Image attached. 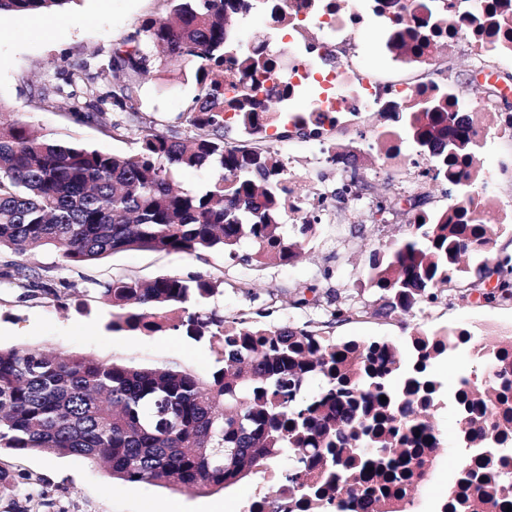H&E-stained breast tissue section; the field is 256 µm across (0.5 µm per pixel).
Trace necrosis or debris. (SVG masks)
<instances>
[{"label":"necrosis or debris","instance_id":"1","mask_svg":"<svg viewBox=\"0 0 512 512\" xmlns=\"http://www.w3.org/2000/svg\"><path fill=\"white\" fill-rule=\"evenodd\" d=\"M288 36L268 31V50L278 65L269 88L287 85L283 109L289 124L305 126L308 140L323 164H335L339 154L331 131L355 130L352 152L376 161L377 175L391 179L395 171H428L430 161L397 137L391 113L420 111L424 102L439 99L449 111L470 116L471 132L479 147L503 137L512 138V119L502 115L489 99H465L448 80H436L440 56L464 45L478 73L491 74L512 66V0H286ZM382 35L386 69L377 75L364 72L359 62L344 59L364 26ZM415 32L418 54L399 49V36ZM314 86L319 93L301 104V90ZM366 112L382 114L379 128L364 130ZM466 187L449 210L468 207L491 222L512 223V200L490 203L479 166L467 169Z\"/></svg>","mask_w":512,"mask_h":512}]
</instances>
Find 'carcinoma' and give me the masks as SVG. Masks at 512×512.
<instances>
[{"mask_svg": "<svg viewBox=\"0 0 512 512\" xmlns=\"http://www.w3.org/2000/svg\"><path fill=\"white\" fill-rule=\"evenodd\" d=\"M70 0H0V19L53 11ZM170 18L146 19L113 50L112 106L135 122L131 155L33 132L20 120L0 121V252L17 256L53 248L66 264H91L126 251L183 256L221 251L261 267L292 262L316 225L288 234V177L280 156L256 146L270 113L288 95H260L277 60L265 44L242 47L230 30L256 0H169ZM272 21L288 30L286 6L262 0ZM193 68L196 94L186 131L157 129L140 115V79L158 59ZM105 99L85 102L81 122H104ZM237 113L247 139L226 142L224 112ZM438 101L422 112L394 113L399 138L428 155L432 181L462 184L474 155L469 123ZM468 147L448 154V136ZM207 168L202 187L175 184L180 171ZM402 242L373 252L367 286L375 309L338 300L332 321L369 314L399 319L435 303L477 297L512 303V254L495 249L500 225L466 208H410ZM20 298L52 297L60 306L79 294L25 267ZM216 283L176 275L152 281L125 278L97 284L112 309L108 328L127 334L182 332L221 346L222 366L203 379L177 364L161 367L122 360L0 347V449L39 452L102 465L124 485L157 483L181 491L226 488L258 469L288 460L284 481L298 496H324L333 512H408L417 485L430 476L444 440L433 423L442 384L409 376L398 350L385 341L335 342L312 328L267 326L243 314L226 316L206 302ZM473 339L467 328L431 333L414 327L409 344L424 362ZM488 370L507 377L512 340L492 349ZM455 394L460 448L512 447V389L462 378ZM387 401H380V396ZM455 482L479 493L481 512H505L508 478L493 467L462 462ZM45 495L32 479L0 464L3 512H28L21 502ZM444 512H470L469 497L449 490Z\"/></svg>", "mask_w": 512, "mask_h": 512, "instance_id": "carcinoma-1", "label": "carcinoma"}]
</instances>
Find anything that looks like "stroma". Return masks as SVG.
Instances as JSON below:
<instances>
[{
    "instance_id": "1",
    "label": "stroma",
    "mask_w": 512,
    "mask_h": 512,
    "mask_svg": "<svg viewBox=\"0 0 512 512\" xmlns=\"http://www.w3.org/2000/svg\"><path fill=\"white\" fill-rule=\"evenodd\" d=\"M168 0H71L65 10L25 20L0 21V117L20 119L38 129L51 130L64 139H76L115 153H134V128L109 131L95 123L77 121L73 108L85 90L110 98L111 82L98 76L108 67L115 44L132 34L148 18L169 14ZM82 69L84 80L70 86L68 72ZM475 71L463 50L448 57V76L468 99L490 93L491 81L475 80ZM195 94L191 75L168 84L150 74L141 81L140 99L145 114L172 122L186 112ZM291 153L304 177L305 195L321 194L327 213L315 237L296 260L272 262L260 268L229 260L219 252L181 256L148 251L119 253L86 266H70L56 251L43 250L23 258L48 283L67 281L78 288L92 282L119 278L149 281L162 275L200 276L221 281L209 308L224 314L244 313L263 318L265 324L304 323L323 326L334 341L383 339L404 347L407 333L398 320L357 319L326 326L321 306L293 307L295 289L317 285L322 294H340L354 301L370 300L367 262L370 254L405 237V216L380 223L372 212L337 203L334 194L342 167L310 162V150L301 138L291 140ZM331 278H324L325 269ZM22 283L0 275V345L78 354L102 362L123 360L143 365L179 364L200 377H210L218 366L220 350L208 340L197 341L180 333L127 335L107 330L110 310L88 296V310L61 307L49 297L20 301ZM411 324L428 330L465 326L478 340L491 346L501 340L500 330L512 326V305L471 302L432 307L416 312ZM434 422L445 445L438 450L432 478L415 495V512H436L437 499L446 494L462 457L453 442L458 431L451 409L441 407ZM0 463L36 480L54 504L53 512H245L251 497L276 498L280 468L271 466L236 484L206 494L177 491L141 483L113 486L105 469L79 460L50 458L39 453L0 451Z\"/></svg>"
}]
</instances>
